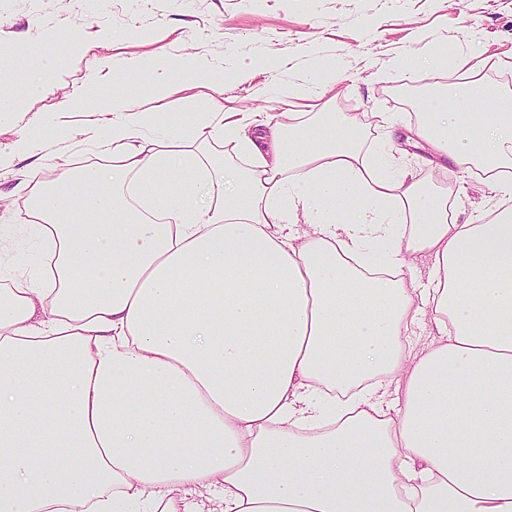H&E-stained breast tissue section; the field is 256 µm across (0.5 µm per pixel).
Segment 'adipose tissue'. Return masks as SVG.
Here are the masks:
<instances>
[{"label":"adipose tissue","mask_w":512,"mask_h":512,"mask_svg":"<svg viewBox=\"0 0 512 512\" xmlns=\"http://www.w3.org/2000/svg\"><path fill=\"white\" fill-rule=\"evenodd\" d=\"M480 65L397 61L466 75L414 132L484 173L489 222L449 220L349 112L212 102L190 134L238 138L234 167L125 103L90 136L111 163L31 169L48 263L0 289V512H512V93Z\"/></svg>","instance_id":"adipose-tissue-1"}]
</instances>
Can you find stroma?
<instances>
[{
	"mask_svg": "<svg viewBox=\"0 0 512 512\" xmlns=\"http://www.w3.org/2000/svg\"><path fill=\"white\" fill-rule=\"evenodd\" d=\"M108 18H91L87 0H0V74L16 83L38 69L44 45L73 37L41 91L18 95L16 110L0 121V264L40 265L42 256L28 226L22 188L29 163L80 166L111 153L82 143L101 127L113 99L155 108L162 123H189L205 104L195 90L158 98L148 77L119 73L129 60L152 59L163 67L192 61L212 76L228 112H351L364 121V145L384 144L385 129L372 115L394 116L405 145L418 101L429 86H448L446 70L410 74L395 60L424 52L428 43H474L483 60L479 76L512 91V0H109ZM336 65L333 90L311 100L276 98L273 84L315 80L325 62ZM97 74L100 96L83 95ZM407 148V146H406ZM424 147L407 148L398 166L426 187L447 190L460 218H491L498 200L480 176L446 174L420 162Z\"/></svg>",
	"mask_w": 512,
	"mask_h": 512,
	"instance_id": "35a3bbf8",
	"label": "stroma"
}]
</instances>
